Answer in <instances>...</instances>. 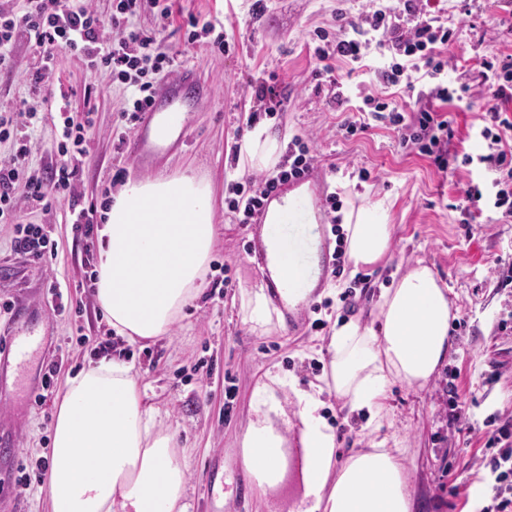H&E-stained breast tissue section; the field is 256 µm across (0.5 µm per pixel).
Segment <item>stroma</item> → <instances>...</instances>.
Segmentation results:
<instances>
[{
  "label": "stroma",
  "mask_w": 512,
  "mask_h": 512,
  "mask_svg": "<svg viewBox=\"0 0 512 512\" xmlns=\"http://www.w3.org/2000/svg\"><path fill=\"white\" fill-rule=\"evenodd\" d=\"M184 14L213 31L200 32L187 43L179 24L159 30L150 9L135 18L137 28L157 33L177 53V71L193 70L203 94L180 100L190 141L182 149L162 154L153 167H144L124 145L134 137L132 123L122 120L123 93L103 73H92L84 58L63 50L55 57V83L71 87L69 105L74 119L92 112L94 124L82 157L75 196L81 206H101L131 178H169L189 172L211 180L216 192L219 243L204 274L203 290L170 327L155 340L135 344L114 337L118 354L133 363L144 407L154 409L176 435L177 453L186 474L188 512H296L305 497L304 450L296 399L289 389L278 390L285 414L274 424L287 439L283 478L260 491L240 464L238 439L252 417L249 400L256 380L266 371L294 379L308 388L323 373L321 353L336 319L368 317L381 287L392 275L424 261L448 285L458 312L450 322L453 347L438 373L422 388L393 384L387 398V419L374 433L364 431L363 417L347 415L336 396L324 395L323 416L336 434L338 451L348 455L371 443L384 442L399 450L410 474L415 512H482L493 503V455L485 443L504 422L512 421V222L501 221L488 208L475 223L466 224L457 208L468 185L491 195L479 173L480 156L488 142L466 143L475 155L472 164L454 160L455 173L443 177L429 157L398 148L393 130L375 126L343 137L337 125L342 113L331 102L329 80L317 77L310 49L315 28L336 32L335 13L344 8L358 14L365 0H265L259 19H252V0H180ZM440 7L457 32L448 58L459 80H469L480 58L512 51V31L492 32L504 10L498 0H473L470 13H461L456 0ZM226 33L229 52L213 41ZM15 67L0 72V108L35 106L28 75L39 56L26 37L14 44ZM275 78L286 103L276 119L261 126L281 144L298 134L310 136L314 155L308 186L313 195H335L341 206L356 197L390 203L394 226L390 251L374 268L358 274L344 270L341 278L323 277L296 309L285 311L284 325L255 331L244 322L243 296L264 285L263 261L250 245L251 224H240L224 202L227 180L244 177L233 166L230 147L237 126L245 124L256 104L248 93V75ZM27 135V164L34 169L54 164L58 132L52 121L20 115ZM26 224L44 227L54 242L51 261L35 263L14 251V228L0 224V303L14 302L15 312L0 314V334L10 333L21 310H32L43 348L26 379H19L11 359L0 360V499L12 512H49L47 484L15 481L19 464L51 454V418L55 397L37 404L40 378L54 360L56 345L68 346L62 374H76L95 355L89 337L109 325L94 298L93 269L98 258L96 237L75 235L69 203L22 210ZM228 276L231 286L217 291L215 278ZM368 276L369 288L352 303L327 288L341 282L352 287ZM63 293L62 305L51 299V288ZM322 319L326 329L313 330ZM456 397H449V389ZM464 413L469 427L459 430L455 413Z\"/></svg>",
  "instance_id": "35a3bbf8"
}]
</instances>
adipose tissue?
I'll return each instance as SVG.
<instances>
[{"label": "adipose tissue", "instance_id": "1", "mask_svg": "<svg viewBox=\"0 0 512 512\" xmlns=\"http://www.w3.org/2000/svg\"><path fill=\"white\" fill-rule=\"evenodd\" d=\"M281 147L257 127L240 146L239 164H275ZM210 182L189 174L130 180L111 196L97 229L96 302L115 334L129 343L167 334L198 296L218 244ZM345 253L353 268L379 265L393 226L389 204L342 212ZM269 269L286 283L290 305L311 292L310 268L268 241ZM432 268L416 263L381 288L372 320L336 322L326 346L327 368L311 390H296L303 425L307 492L298 512H412L408 476L383 443L336 457V435L320 413L323 393L336 395L367 429L383 425L392 384L424 387L448 356L452 302ZM267 374L252 390L256 416L240 435L241 464L260 488L277 485L286 439L271 419L283 408ZM51 512H188L184 467L173 431L144 409L128 362L102 358L63 384L51 422Z\"/></svg>", "mask_w": 512, "mask_h": 512}]
</instances>
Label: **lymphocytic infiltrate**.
<instances>
[{
    "instance_id": "obj_1",
    "label": "lymphocytic infiltrate",
    "mask_w": 512,
    "mask_h": 512,
    "mask_svg": "<svg viewBox=\"0 0 512 512\" xmlns=\"http://www.w3.org/2000/svg\"><path fill=\"white\" fill-rule=\"evenodd\" d=\"M150 3L159 27L171 24L175 0H113L109 22H102L91 6L71 7L68 0H41L34 10L23 14L0 13V71L15 66L13 44L18 35H27L40 56V64L29 76L31 90L40 96L46 112L62 111L57 94L51 93L55 52L65 48L82 54L93 70H102L122 86L125 99L121 109L126 120L143 111L156 90V77L171 71L175 56L155 33L134 28L133 18L142 3ZM338 35L328 40L324 31L312 34L314 57L319 74L330 75L336 62L364 63L374 55L385 61L368 72L384 88L410 93L416 80H430L429 100L416 109H407L396 98L365 97L359 113L346 116L339 129L345 136L367 131L378 122L392 129L400 148L414 149L431 157L440 173H447L449 160L462 156L471 164V154H459L452 110L472 101L477 91L490 96L482 115L480 135L489 139L492 153L485 160L493 174L496 190L494 206L505 221L512 220V54L502 53L480 63L477 84L453 80L448 75V45L453 32L429 0H368L358 15L337 9ZM93 126L91 113L81 120L64 117L59 158L43 172L26 166L25 137L14 124L12 112H0V142H17L15 156L0 160V224L14 227V247L22 254L41 260L54 256L55 246L43 227L20 220L23 204L46 205L50 200L70 196L78 171V157L84 152ZM314 157L309 137H295L288 153L262 174L231 181L225 199L240 223L251 224L277 185L308 174ZM499 448L491 460L496 472L494 498L496 512H512V427L502 426L486 442Z\"/></svg>"
}]
</instances>
